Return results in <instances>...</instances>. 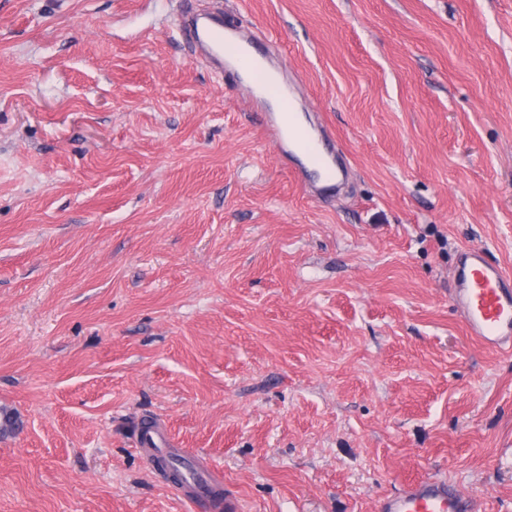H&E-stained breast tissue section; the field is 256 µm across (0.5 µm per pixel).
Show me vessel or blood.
I'll list each match as a JSON object with an SVG mask.
<instances>
[{"label":"vessel or blood","instance_id":"1","mask_svg":"<svg viewBox=\"0 0 512 512\" xmlns=\"http://www.w3.org/2000/svg\"><path fill=\"white\" fill-rule=\"evenodd\" d=\"M196 35L195 52L216 69L229 74L247 72L252 99L266 103L277 99V111L261 114L267 138L280 152L294 159L300 181L321 197L339 192L343 166L330 146L322 123L299 122L294 90L245 31L227 32L223 21L209 17L190 22ZM450 299L460 311L475 341L487 348L512 350V272L489 262L480 248L461 249L450 283ZM470 502L447 481L409 483L399 493L386 496L379 512H470Z\"/></svg>","mask_w":512,"mask_h":512}]
</instances>
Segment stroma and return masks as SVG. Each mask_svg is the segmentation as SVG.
<instances>
[{"label":"stroma","mask_w":512,"mask_h":512,"mask_svg":"<svg viewBox=\"0 0 512 512\" xmlns=\"http://www.w3.org/2000/svg\"><path fill=\"white\" fill-rule=\"evenodd\" d=\"M250 30L349 170L317 199L183 14ZM512 271V0H0V512H512V353L452 306ZM450 299L467 330L486 348L512 350V273L489 262L481 248L461 249ZM470 502L447 481L409 483L399 493L386 496L379 512H470Z\"/></svg>","instance_id":"35a3bbf8"}]
</instances>
